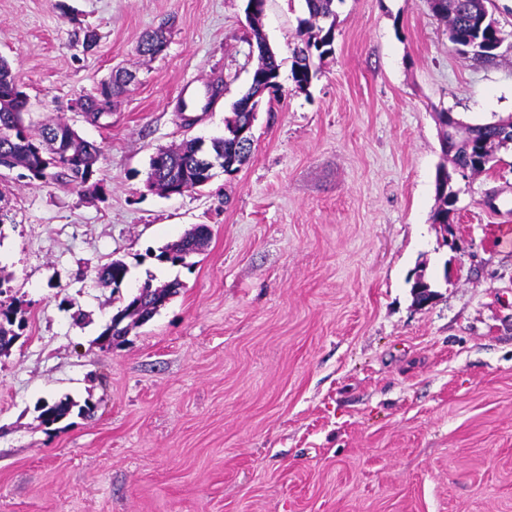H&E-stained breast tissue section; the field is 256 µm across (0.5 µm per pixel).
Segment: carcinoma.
<instances>
[{"instance_id": "cac0c4a2", "label": "carcinoma", "mask_w": 512, "mask_h": 512, "mask_svg": "<svg viewBox=\"0 0 512 512\" xmlns=\"http://www.w3.org/2000/svg\"><path fill=\"white\" fill-rule=\"evenodd\" d=\"M307 17L298 22L296 32L297 44L293 48L291 79L301 90L310 86L316 75L313 58H320L333 50L334 31L337 19L336 3L343 0H304ZM431 12L444 21L448 31V41L462 47L463 53L471 54L485 61L498 57L497 50L502 45L503 33L498 21L490 11V0H427ZM266 38L258 27L252 28L251 46L257 50L258 65L253 71L247 92L232 105V116L225 120V128L246 124L250 118L251 98L256 94L258 79H271V89L267 91L268 100L279 98L280 85L276 79L280 76V64L277 58L263 49ZM166 40L152 34L142 40L138 51L143 54L157 55L164 51ZM126 83L121 77H113L101 87L99 96L112 100L124 93ZM0 166L24 167L31 177L42 181L47 178V170L51 167L65 168L74 186L81 191H94L98 183L92 181L94 166L100 156L98 145L82 138L75 137V131L65 121L49 124L34 131L24 124L23 113L27 107V96L16 83L8 62L0 59ZM464 147L459 161L470 167V173L478 174L496 162V151L512 144V129H507L496 122L475 124L459 135ZM251 152V147H243L231 139L216 138L212 141V156L223 160L224 173L232 174L244 164ZM197 139L182 142L171 151L158 152L150 162V179L160 188H165L175 181H183L194 185L211 178L214 173H204L196 165ZM448 170L439 165L434 180L436 208L432 214V223L447 224L450 215L455 211V201L448 196ZM208 234L204 226L198 225L193 231L185 234L178 242L162 248L159 260L173 265L186 261L184 251L193 245L201 248ZM127 274L126 264L121 260H113L98 271V279L105 287L118 289ZM145 287L153 289L152 297L141 303L140 308L133 309L136 300L131 299L119 306L100 333L99 339L112 341V324L121 321L123 324L136 325L137 319L150 318L162 306L164 299L178 293L182 283L177 280L157 287L146 283ZM16 317L11 310H0V353L8 351L13 340L6 339L12 332ZM81 414L90 415L94 406L86 403L77 406L73 401L44 403L41 418L50 423L67 416L73 408Z\"/></svg>"}]
</instances>
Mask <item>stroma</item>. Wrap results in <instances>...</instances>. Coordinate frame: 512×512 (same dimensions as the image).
<instances>
[{"label":"stroma","instance_id":"stroma-1","mask_svg":"<svg viewBox=\"0 0 512 512\" xmlns=\"http://www.w3.org/2000/svg\"><path fill=\"white\" fill-rule=\"evenodd\" d=\"M303 5L266 0L282 97L249 161L165 197L153 155L222 137L257 66L245 0H0L28 122L102 148L94 192L0 167V305L22 322L0 354V512H512V146L455 182L448 229L430 220L435 112L512 114V0L494 2L490 62L456 52L426 0H341L300 91ZM160 28L164 51L138 54ZM121 69L129 93L90 123L80 100ZM197 224L200 254L159 260ZM115 259L116 292L98 279ZM418 270L439 283L422 307ZM172 280L150 320L99 342L123 299ZM65 398L95 410L43 424ZM127 274L126 264L121 260H112L102 266L98 271V279L104 287L118 289Z\"/></svg>","mask_w":512,"mask_h":512}]
</instances>
